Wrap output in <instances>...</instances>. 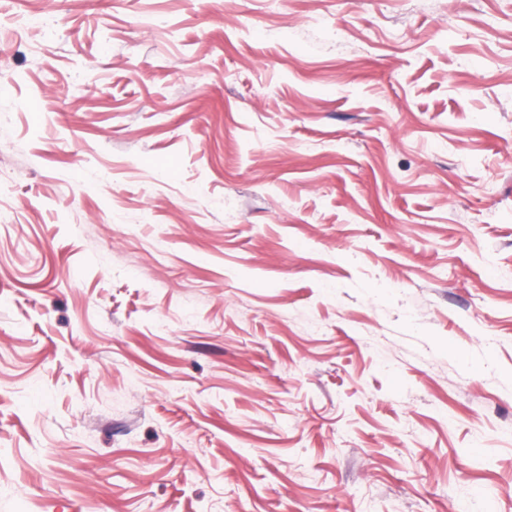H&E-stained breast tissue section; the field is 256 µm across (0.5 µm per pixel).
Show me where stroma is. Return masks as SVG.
Here are the masks:
<instances>
[{"label":"stroma","instance_id":"stroma-1","mask_svg":"<svg viewBox=\"0 0 512 512\" xmlns=\"http://www.w3.org/2000/svg\"><path fill=\"white\" fill-rule=\"evenodd\" d=\"M0 512H512V0H0Z\"/></svg>","mask_w":512,"mask_h":512}]
</instances>
